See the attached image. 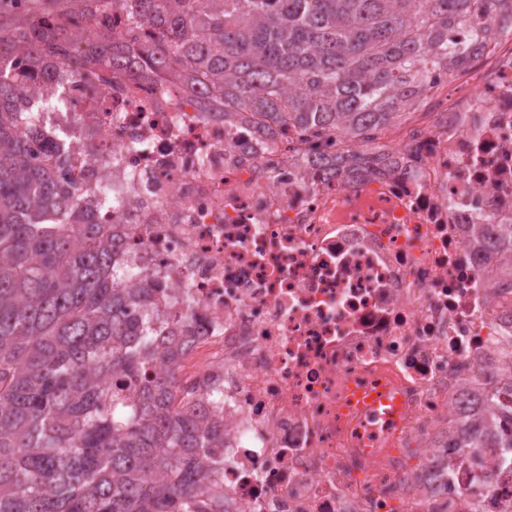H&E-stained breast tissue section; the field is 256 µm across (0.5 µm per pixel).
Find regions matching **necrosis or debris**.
<instances>
[{"label": "necrosis or debris", "mask_w": 512, "mask_h": 512, "mask_svg": "<svg viewBox=\"0 0 512 512\" xmlns=\"http://www.w3.org/2000/svg\"><path fill=\"white\" fill-rule=\"evenodd\" d=\"M391 166L197 111L183 85L74 74L30 111L119 259L186 316L188 382L224 397V512H512L500 448L450 426L512 374V287L478 224H512V39L439 78ZM387 388L398 422L354 395Z\"/></svg>", "instance_id": "1"}]
</instances>
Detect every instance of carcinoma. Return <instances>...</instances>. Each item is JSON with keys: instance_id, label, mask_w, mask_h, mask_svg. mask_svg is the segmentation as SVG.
Here are the masks:
<instances>
[{"instance_id": "1", "label": "carcinoma", "mask_w": 512, "mask_h": 512, "mask_svg": "<svg viewBox=\"0 0 512 512\" xmlns=\"http://www.w3.org/2000/svg\"><path fill=\"white\" fill-rule=\"evenodd\" d=\"M66 22L100 49L83 60L61 19L0 27V512H224V400L207 406L177 375L190 324L130 288L112 224L78 209L61 163L4 65L15 52L46 80L83 65L174 75L200 112L262 119L343 148L336 171L385 164L379 131L427 102L461 65L462 30L512 35V0H78ZM105 6L119 37L94 28ZM512 247V224L487 247ZM164 362L159 371L156 363ZM487 426L509 412L483 402Z\"/></svg>"}]
</instances>
